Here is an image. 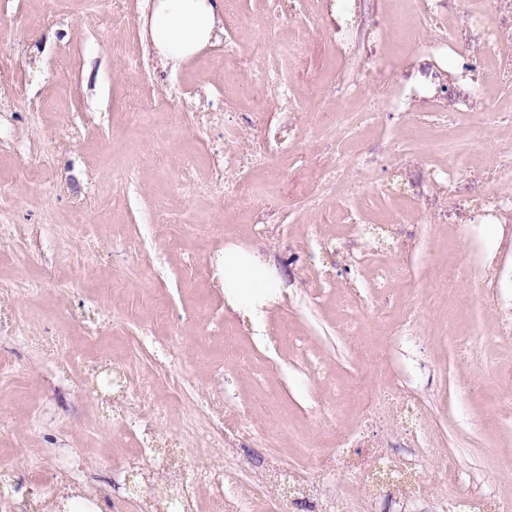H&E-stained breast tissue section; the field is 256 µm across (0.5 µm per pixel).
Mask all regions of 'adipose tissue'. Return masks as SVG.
I'll use <instances>...</instances> for the list:
<instances>
[{"instance_id": "obj_1", "label": "adipose tissue", "mask_w": 512, "mask_h": 512, "mask_svg": "<svg viewBox=\"0 0 512 512\" xmlns=\"http://www.w3.org/2000/svg\"><path fill=\"white\" fill-rule=\"evenodd\" d=\"M224 31V0H152L149 34L161 60L179 67ZM228 304L263 330L267 307L280 293L277 273L260 257L226 245L216 260Z\"/></svg>"}]
</instances>
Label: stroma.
<instances>
[{
	"label": "stroma",
	"mask_w": 512,
	"mask_h": 512,
	"mask_svg": "<svg viewBox=\"0 0 512 512\" xmlns=\"http://www.w3.org/2000/svg\"><path fill=\"white\" fill-rule=\"evenodd\" d=\"M319 0H237L224 32L190 64L161 62L148 0H0V472L10 495L55 502L82 491L101 512H140L147 486L117 484L147 464L138 388L168 406L155 432L180 447L179 477L199 512H259L239 484L287 499L278 472L316 482L349 512H465L489 494L512 512V223L474 225L436 190L413 223L398 176L444 167L469 118L376 113L361 129L377 161L342 187L313 177L336 161L315 112L289 126V95L326 92L336 54L314 33ZM265 34L268 52L248 55ZM301 42L299 58L281 44ZM276 71L291 94L257 83ZM266 96L255 117L250 94ZM272 132L289 153L260 205L225 193L257 178L224 154ZM512 126L488 127L461 194L491 185L493 151ZM190 159L179 174L174 164ZM264 221L253 224L256 210ZM366 215L359 235L344 213ZM233 243L271 260L286 286L263 332L202 272ZM390 271L379 282L380 270ZM396 382L415 420L399 422L380 388ZM252 426L236 439L233 428ZM419 458L420 491L370 498L347 476L376 452ZM77 473L65 484L60 458ZM200 469L223 472L216 488Z\"/></svg>",
	"instance_id": "1"
}]
</instances>
